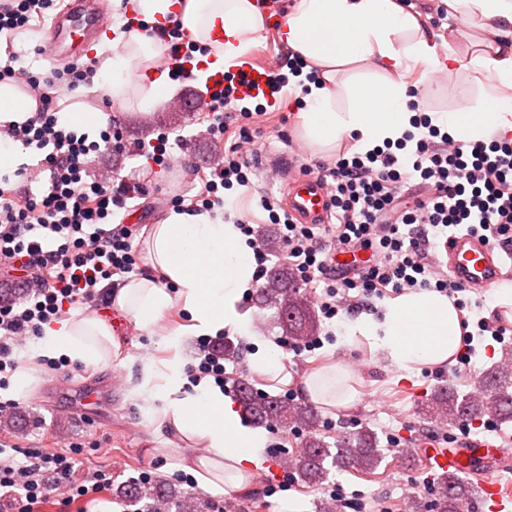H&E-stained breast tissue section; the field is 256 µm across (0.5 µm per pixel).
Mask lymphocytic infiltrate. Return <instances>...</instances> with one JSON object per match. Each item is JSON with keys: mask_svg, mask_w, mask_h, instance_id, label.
<instances>
[{"mask_svg": "<svg viewBox=\"0 0 512 512\" xmlns=\"http://www.w3.org/2000/svg\"><path fill=\"white\" fill-rule=\"evenodd\" d=\"M54 0H0V38L13 40L30 21L53 8ZM93 62L31 73L25 84L37 102L32 117L0 129L23 147L44 151L45 181L33 188L22 175L0 184V269L20 273L25 297L0 302V375L21 363L20 348L38 339L45 325L79 306L108 307L104 281L139 275L134 229L113 224L130 195L115 177L91 171L92 155L123 149V133L110 125L98 139L59 127L56 100L62 90L87 83ZM207 130L213 138L236 123L237 135L225 147L210 178L193 197L174 196L175 206L211 212L229 205L227 190L248 186L253 169L250 145L260 130L249 98L234 83L209 93ZM413 128L395 144L365 154L337 155L319 171L332 180L334 220L298 224L281 213L274 196L261 195L260 207L278 225L287 258L302 287L315 291L324 319L372 299L425 288L455 297L459 285L425 255L459 230L512 244V139L464 142L442 132L429 116L418 114ZM367 250L362 266L331 271V250ZM77 444L50 452L23 448L0 456V512H40L56 498L62 512L76 501L99 500L112 484L111 469L83 476Z\"/></svg>", "mask_w": 512, "mask_h": 512, "instance_id": "obj_1", "label": "lymphocytic infiltrate"}]
</instances>
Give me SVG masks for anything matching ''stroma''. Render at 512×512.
<instances>
[{"label":"stroma","instance_id":"1","mask_svg":"<svg viewBox=\"0 0 512 512\" xmlns=\"http://www.w3.org/2000/svg\"><path fill=\"white\" fill-rule=\"evenodd\" d=\"M270 4L276 19L272 26L266 27L249 57L274 68L289 49L281 26L291 0H270ZM437 6L438 0H418L416 4L423 21L430 24L429 32L436 47L466 49L468 29L462 22L450 16L440 26L431 25V13ZM51 20V15L46 14L32 21L30 30L37 34V42H15L14 49L21 54V66L38 69L53 63L48 38ZM406 80L411 85L423 83L421 68L411 70ZM426 86V94L419 96L417 102L430 111L457 109L476 102L482 94L473 71L464 68L455 70L452 81H433ZM58 105L63 112L76 108L100 112L107 108L103 105L102 95L92 91L80 95L63 94ZM107 109L123 127L126 149L120 155H100L92 167L114 170L137 187L134 203L138 232L134 243L139 246L152 226L171 213L172 196L196 194L209 176L210 155L223 152L225 142L233 141L235 134L229 131L223 141H212L206 132L205 108L182 112L175 108L172 99L162 102L151 118L143 120L134 116V107L130 104H115ZM297 112L294 99L287 98L257 117L256 124L263 137L255 152L254 165L281 155L286 156L295 168L303 163L325 162V155L312 150L302 139L297 127ZM161 128L172 129L184 137L183 147L174 150L164 166L149 162L137 153L138 144L152 140ZM263 191L279 198L283 195L284 184L280 181L269 184L259 179L254 191L239 189L234 191L233 197L241 216L259 225L262 235L266 236L272 234L274 228L268 223L267 212L258 205L259 194ZM242 307L250 318V332L238 338L240 358L226 365L228 382L224 392L228 397L236 395L233 381L237 378L248 379L268 394L284 395L297 391L303 377L326 362L340 360L353 365L358 398L341 409L320 407L322 430L334 439L354 426H369L375 431L385 458L376 473L368 476L337 468L331 471L329 481L341 485L349 504L347 512H403L404 504L433 498L437 475L427 469L418 455L416 447L420 442L431 440L440 448H458L465 438L471 437L512 447V423L498 421L489 428H475L465 435L459 428H445L425 415L428 400L442 385L454 383L461 391H476L482 372L500 361L504 349L503 344L490 337L478 336L473 340L476 348L474 371L460 373L454 366L446 364L414 374L380 360L367 346L355 344L339 348L334 341L327 340L321 348L310 352L285 351L283 363L291 380L282 384L271 381L248 362L254 342L276 344L282 338L273 311L255 305L254 295L250 292L243 297ZM100 315L115 326L113 336L119 345L117 357L99 364L67 361L56 371L49 370L38 358H27L23 366L36 369L38 380L15 412L23 429L18 432L0 426V443L51 450L63 449L69 442L79 443L85 449L80 457L81 473L111 467L112 484L118 487L147 471L175 486L179 493H194L207 507L229 494L237 512H279L282 503L291 498L301 501L306 512H316L320 502L328 497L325 487L297 482L290 490L276 492L267 498L259 493L260 487L272 477L266 469L260 472L256 487L229 493L221 488H191L182 483L180 474L197 468L199 458L207 455V448L202 443L185 439L170 444L167 431H158L146 424L127 390L129 377L139 376L144 364L169 358V351L159 343V334L186 324L188 316L179 306L165 311L158 323L160 331L155 334L136 329L114 309L101 310Z\"/></svg>","mask_w":512,"mask_h":512}]
</instances>
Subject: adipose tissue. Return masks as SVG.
Returning a JSON list of instances; mask_svg holds the SVG:
<instances>
[{
  "instance_id": "obj_1",
  "label": "adipose tissue",
  "mask_w": 512,
  "mask_h": 512,
  "mask_svg": "<svg viewBox=\"0 0 512 512\" xmlns=\"http://www.w3.org/2000/svg\"><path fill=\"white\" fill-rule=\"evenodd\" d=\"M448 13L475 31L468 53L439 58L417 15L397 0H294L285 40L319 71L309 83L298 114L309 142L335 148L344 139L366 153L400 139L411 128L406 75L416 66L465 67L484 76L489 89L463 112H435L433 125L465 141L512 137V0H444ZM134 16L140 27H113L97 49V91L147 111L164 100L166 77L145 81L144 73L164 51L152 34L155 24L177 17L194 43L212 58L230 62L249 53L264 31L257 0H112V16ZM365 63L377 79L337 82L340 68ZM152 276L119 286L114 302L140 330L154 329L162 312L181 304L189 323L165 333L161 345L171 358L161 368L145 367L130 387L145 421L170 433L202 441L211 453L199 460L205 486H239L262 466L268 437L243 425L232 401L209 381L186 391L179 356L184 336L247 332L239 309L255 282L254 250L237 224L223 213L171 212L153 225L145 241ZM461 317L448 296L409 290L384 305L382 318L360 314L346 326L341 345L366 341L398 369L413 373L451 360L459 350ZM115 344L110 323L77 313L46 326L34 347L37 356L84 363L106 360ZM348 365L336 362L303 378L300 394L328 406L346 407L358 397Z\"/></svg>"
}]
</instances>
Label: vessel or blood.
Returning a JSON list of instances; mask_svg holds the SVG:
<instances>
[{"label": "vessel or blood", "mask_w": 512, "mask_h": 512, "mask_svg": "<svg viewBox=\"0 0 512 512\" xmlns=\"http://www.w3.org/2000/svg\"><path fill=\"white\" fill-rule=\"evenodd\" d=\"M111 11L103 0H69L59 12L49 32L51 50L56 56L87 53L90 46L106 31ZM186 73L201 69L209 71L211 89L223 88L225 78H233L238 93L243 97H268L269 77L265 67L246 61L238 65L206 67L203 61L183 59ZM284 205L289 216L303 224H326L332 215L331 189L328 183L315 175L291 174L285 182ZM457 284L468 289L490 290L512 274V251L492 241L460 231L441 243L438 252ZM473 447L482 462L512 463V448L486 441H474ZM429 468L448 473L463 468V449L438 448L427 445L421 451ZM481 499L491 503L494 512H502L506 502L512 501V484H502L499 475L489 469L481 481Z\"/></svg>", "instance_id": "1"}]
</instances>
